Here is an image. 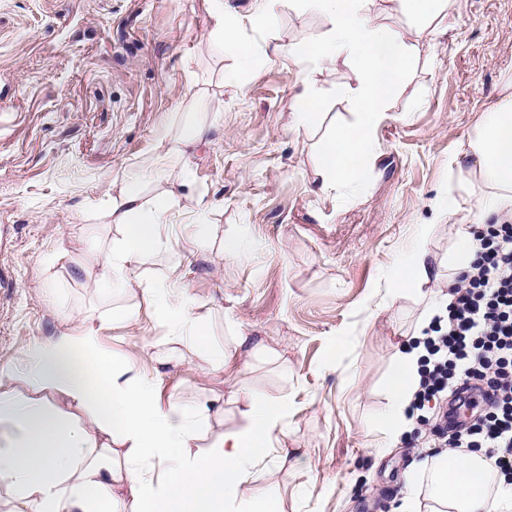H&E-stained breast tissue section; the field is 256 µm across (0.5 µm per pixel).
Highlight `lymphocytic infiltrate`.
<instances>
[{"mask_svg": "<svg viewBox=\"0 0 512 512\" xmlns=\"http://www.w3.org/2000/svg\"><path fill=\"white\" fill-rule=\"evenodd\" d=\"M473 236L476 258L425 340L413 409L423 424L437 413L449 451L484 450L512 476V224H481Z\"/></svg>", "mask_w": 512, "mask_h": 512, "instance_id": "obj_1", "label": "lymphocytic infiltrate"}]
</instances>
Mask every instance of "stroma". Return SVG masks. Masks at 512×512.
Segmentation results:
<instances>
[{
  "mask_svg": "<svg viewBox=\"0 0 512 512\" xmlns=\"http://www.w3.org/2000/svg\"><path fill=\"white\" fill-rule=\"evenodd\" d=\"M254 2L223 0L264 61L233 85L224 72L235 57L209 45L208 0H0V364L34 339L75 336L79 321L132 309L136 323L105 330L100 346L155 380L163 402L209 408L200 451L242 426L235 393L246 384L288 406L284 512H395L405 471L439 441L426 425L380 452L367 423L397 347L448 288V206L466 216L481 192L464 149L512 84V0H457L429 22L369 0L370 17L414 59L375 131L372 166L350 190L323 186L315 156L320 139L357 119L354 68L318 74L323 121L297 137L301 65L288 46L320 39L327 24L277 0L275 21L259 25ZM196 117L207 132L188 150L190 196L174 221L188 223L201 201L207 232L181 233L139 274L179 270L228 359L219 372L189 350L156 368L176 347L158 309L137 287L99 288L85 272L91 250L120 235L106 206L123 175H138L153 199L150 158ZM416 224L434 227L433 280L394 302L393 268ZM228 239L246 259L225 257Z\"/></svg>",
  "mask_w": 512,
  "mask_h": 512,
  "instance_id": "1",
  "label": "stroma"
}]
</instances>
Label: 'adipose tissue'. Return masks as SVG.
<instances>
[{"label":"adipose tissue","instance_id":"obj_1","mask_svg":"<svg viewBox=\"0 0 512 512\" xmlns=\"http://www.w3.org/2000/svg\"><path fill=\"white\" fill-rule=\"evenodd\" d=\"M323 15L328 29L314 42L289 45L290 57L303 62L290 124L299 136L312 134L321 117L316 74L351 64L358 83L352 90L358 108L354 124L339 128L319 150L317 170L324 185L353 187L375 154L374 133L387 102L406 75L412 50L405 39L368 15L366 0H301ZM214 50H230L235 68L224 81L240 83L260 73L263 61L238 36L236 18L223 7L213 13ZM205 128L189 123L157 153L149 166L162 182L174 176L169 163L185 145L200 140ZM466 155L474 157L484 191L468 218L456 229L449 270H466L475 256L470 233L491 217L512 216V93L486 113L469 138ZM174 192L145 201L137 178L121 182L116 213L121 236L108 252L93 255L94 283L101 288L137 284L159 310L172 335L195 350H208L207 324L188 306L177 273L164 281L141 280L143 260L168 239L175 208ZM433 227L419 224L393 272L394 299L420 291L430 281L427 244ZM136 314L114 309L107 319L84 323L80 336L61 333L38 339L0 367V507L6 512H282L275 489L261 483L255 467L266 460L284 430L287 407L243 386L244 424L225 433L208 454L194 448L208 409L197 403L161 404L155 384L127 361L98 349L102 331L128 325ZM95 349L91 361L77 356L73 344ZM423 346L397 350L385 385L386 402L371 425L386 449L407 431L409 408ZM60 404L48 402V395ZM427 477L406 471L397 512H512V483L484 452L449 457L446 451L425 458Z\"/></svg>","mask_w":512,"mask_h":512}]
</instances>
